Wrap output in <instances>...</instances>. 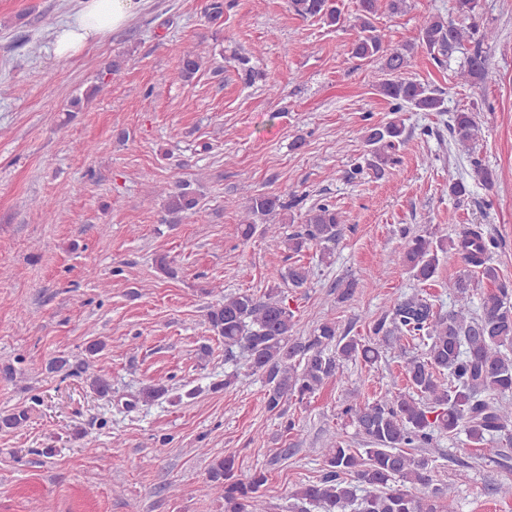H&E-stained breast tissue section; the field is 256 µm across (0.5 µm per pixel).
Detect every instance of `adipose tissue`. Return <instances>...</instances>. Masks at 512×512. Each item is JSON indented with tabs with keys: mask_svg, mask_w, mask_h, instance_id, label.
Listing matches in <instances>:
<instances>
[{
	"mask_svg": "<svg viewBox=\"0 0 512 512\" xmlns=\"http://www.w3.org/2000/svg\"><path fill=\"white\" fill-rule=\"evenodd\" d=\"M144 0H78L77 8L54 30L53 53L57 58L76 56L88 44L127 25Z\"/></svg>",
	"mask_w": 512,
	"mask_h": 512,
	"instance_id": "1",
	"label": "adipose tissue"
}]
</instances>
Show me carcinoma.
Listing matches in <instances>:
<instances>
[{
    "mask_svg": "<svg viewBox=\"0 0 512 512\" xmlns=\"http://www.w3.org/2000/svg\"><path fill=\"white\" fill-rule=\"evenodd\" d=\"M386 2L392 14L407 10V0H358L356 38L351 57L381 61L383 79L379 92L390 99L392 111L412 107L423 112L445 111V99L408 76L413 46H391L373 24ZM301 17H319L328 25L340 23L341 12L333 0H291ZM479 0H453L460 18L455 24L440 16H429L419 28V42L431 54L451 56L473 45L464 73L475 86L492 81L493 73L481 44L494 38L488 27L476 22ZM203 56L193 47L183 50L181 77L186 80L202 68ZM455 139L468 150L478 140L479 128L470 112H456L450 127ZM364 141L371 159L368 167L377 177L394 163L392 153L404 144V128L391 119L370 125ZM476 180L490 188L491 169L473 159ZM247 205L240 223L247 240L256 232L275 234L278 227L268 220L283 215L288 204L280 197L246 190ZM164 209L173 224L200 209L201 196L187 183L161 190ZM340 218L327 203L313 207L303 231L288 237V250L299 254L310 245H321V261L330 258L326 244L336 240ZM402 258L413 276L432 280L441 256L455 252L465 268H477L490 282L498 279L492 254L498 242L478 227H465L456 237L402 231ZM281 280L293 288L303 287L309 269L301 264L279 271ZM478 283L465 272L453 283L455 300L446 312L434 310L427 300L411 295L396 300L371 326L369 337L347 336L334 321H324L306 337L294 335L295 314L279 287L258 300L247 292L226 294L207 309L212 330L224 338V349L248 353L247 367L265 375L267 411L281 415L288 400L303 402L346 361L373 364L381 356L379 341L406 339L421 353L404 359L408 380L405 391L386 390L373 401L342 403L340 417L354 425L366 448H348L341 434L321 449L320 478L289 496L288 512H457L453 488L437 482L436 453L440 438L465 433L470 443L485 445L495 438L512 439V411L502 400L512 396V290L498 288L483 297L475 311L474 288ZM209 479L224 499V512H265L259 489L266 483L259 473L247 481L237 478L235 458L216 461Z\"/></svg>",
    "mask_w": 512,
    "mask_h": 512,
    "instance_id": "obj_1",
    "label": "carcinoma"
}]
</instances>
